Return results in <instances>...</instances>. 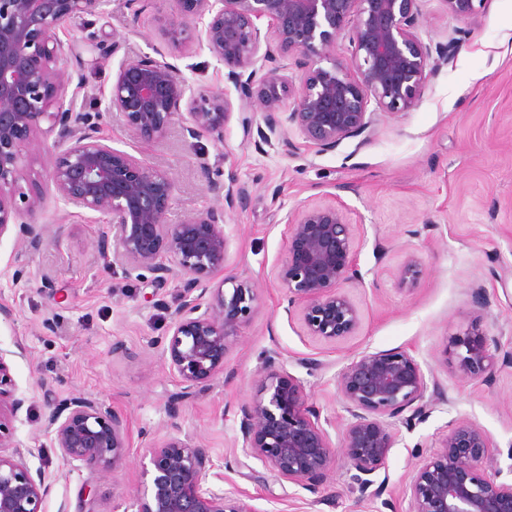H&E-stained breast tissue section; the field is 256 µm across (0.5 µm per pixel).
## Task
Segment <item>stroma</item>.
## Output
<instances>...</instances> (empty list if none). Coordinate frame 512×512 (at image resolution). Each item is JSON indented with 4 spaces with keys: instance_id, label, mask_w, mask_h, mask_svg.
<instances>
[{
    "instance_id": "35a3bbf8",
    "label": "stroma",
    "mask_w": 512,
    "mask_h": 512,
    "mask_svg": "<svg viewBox=\"0 0 512 512\" xmlns=\"http://www.w3.org/2000/svg\"><path fill=\"white\" fill-rule=\"evenodd\" d=\"M172 0H145L139 27H131L126 0H112L107 14L74 20L61 37H120V54L82 51L81 73L94 96L86 109L98 116L114 148L139 151L175 183L169 214L176 223L221 204L209 180L234 171L248 193L244 209L226 219L232 238L228 260L239 276L259 284L261 307L242 327L227 357L223 377L183 401L157 340L172 324L180 281L154 290L145 280L115 279L103 268L99 243L106 230L94 215L75 213L55 199L48 182L50 143L39 146L34 183L45 203L38 221L43 242L33 248L13 233L0 236V348L8 350L10 374L24 404L1 430L9 445L25 449L30 469H45L51 489L45 512H136L141 465L148 446L172 440L208 448L221 477L214 489L241 495L254 512H405L401 488L415 465L433 452L448 423L468 419L490 436V451L507 467L512 448V363L488 378L458 382L443 362L450 336L479 325L512 352V0H482L478 24L446 15L438 0H423L420 34L437 44L458 38L455 58L425 89L418 105L383 115L367 145L347 139L317 150L302 146L296 129L289 139L297 153L280 146L266 152L246 144L238 121H230L223 143L190 138L174 124L158 141L136 143L119 114L105 111L112 76L122 55L151 53L156 18L170 15ZM194 92L234 87L224 66L197 45L177 62ZM211 173L203 175L201 163ZM342 204L356 226L364 281L351 288L363 321L357 334L337 344L306 336L299 312H286L285 290L276 269L288 246V216L315 203ZM421 262L412 282L397 270L408 254ZM23 269L14 280L15 269ZM405 348L429 363L449 401L412 429H401L391 448L390 477L381 498L362 500L346 475L342 433L347 414L336 386L337 371L357 354ZM280 352L288 372L301 381L310 401L332 422L334 462L322 502L302 487L278 481L252 463L231 471L239 430V404L253 390L268 352ZM323 362L311 372L303 358ZM75 396L105 401L127 420L129 446L117 469L103 471L59 457L39 456L51 445L47 404Z\"/></svg>"
}]
</instances>
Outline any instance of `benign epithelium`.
<instances>
[{
  "label": "benign epithelium",
  "mask_w": 512,
  "mask_h": 512,
  "mask_svg": "<svg viewBox=\"0 0 512 512\" xmlns=\"http://www.w3.org/2000/svg\"><path fill=\"white\" fill-rule=\"evenodd\" d=\"M175 11L161 20L162 46L155 56L123 59L106 100L109 112L123 114L130 135L140 141L163 138L180 121L187 134L224 141L233 114L246 142L258 152L277 141L287 153L297 146L324 150L346 139L371 138L376 116L411 111L441 68L453 60L457 40L435 47L419 34L422 0H173ZM453 17L477 22L475 0H438ZM111 0H0V237L14 227L30 246L43 241L36 222L42 193L27 194L30 147L49 137L53 152L48 178L56 199L97 215L112 234V274L145 271L160 290L182 283L170 334L160 340L162 355L187 400L224 375L226 359L240 329L261 305L258 286L228 264L231 239L226 215L243 206L247 192L235 174L210 182L224 193V205L207 207L178 224L168 222L175 183L168 172L142 157L116 149L101 136L90 113L77 108L87 98L80 73L81 40H63L68 22L107 12ZM267 18L261 32L257 21ZM202 24L199 29L196 24ZM349 36V57L329 58L336 38ZM199 42L227 70L239 92L198 96L168 58H183ZM295 57V78L278 62ZM330 60V65L322 61ZM291 98L290 106L284 105ZM264 125H254V113ZM288 250L277 280L288 308L301 304L306 335L336 342L357 334L359 304L344 285L363 280L357 260L355 226L339 204L303 207L288 218ZM419 258L410 253L398 268L401 281H414ZM500 344L472 325L447 340L444 357L464 382L492 376ZM0 349V429L24 400L10 389L12 379ZM424 362L405 349L363 352L337 374L343 408L349 414L343 451L349 482L363 497L377 499L388 489L380 476L396 442V423L411 428L448 401L437 379L427 380ZM233 460H256L277 478L321 493L334 446L319 408L309 402L303 382L290 374L280 353L267 355L255 391L239 408ZM50 452L67 462L117 468L128 447L126 420L94 397L48 404ZM490 439L468 419L447 425L438 446L408 474L402 487L407 512H512V464L488 474ZM0 443V512H44L49 476L31 471L21 453L6 454ZM150 484L137 512H257L242 499L209 485L215 468L209 449L179 440L148 449Z\"/></svg>",
  "instance_id": "1"
}]
</instances>
